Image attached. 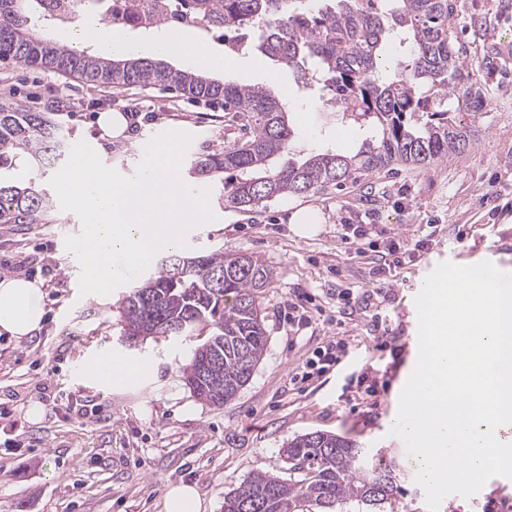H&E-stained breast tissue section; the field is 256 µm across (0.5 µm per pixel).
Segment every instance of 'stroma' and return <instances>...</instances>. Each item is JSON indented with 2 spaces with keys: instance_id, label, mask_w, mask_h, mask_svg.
Here are the masks:
<instances>
[{
  "instance_id": "obj_1",
  "label": "stroma",
  "mask_w": 512,
  "mask_h": 512,
  "mask_svg": "<svg viewBox=\"0 0 512 512\" xmlns=\"http://www.w3.org/2000/svg\"><path fill=\"white\" fill-rule=\"evenodd\" d=\"M455 34L469 70L486 88L474 125L477 145L429 169L399 168L308 197L283 196L250 211L225 208L220 181L209 182L214 220L187 236L186 253L219 248L261 258L274 271L261 301L268 341L263 357L235 399L217 408L185 385L182 367L193 342L171 336L127 340L123 302L131 286L108 303L80 295V265L65 247L81 220L54 208L47 223L0 225V268L44 290L41 328L17 339L0 333V512H164L171 486L193 485L200 512H224V495L257 471L287 475L279 450L315 431L355 439L368 456L392 466L396 489L387 502H354L335 512H428L417 469L403 441L391 435L399 395L418 357L411 315L419 284L441 262L491 261L512 273V0H453ZM222 56L216 77L262 85L287 99L305 148L354 150L362 135L327 92L299 88L297 77L258 51ZM25 101L36 112H58L70 143H88L108 167L131 172L160 133L190 135L193 157L236 138L218 104L158 88L88 86L45 70L0 62V97ZM139 110L125 138L105 140L103 112ZM318 215L317 232L294 231L300 211ZM369 219L376 247L399 230L420 239L419 255L397 271L391 290L369 310L346 318L336 294L369 286L372 252L345 250L344 225ZM303 306L292 309L294 297ZM341 338L338 365L302 382L317 347ZM120 354L152 363L156 378L141 388L102 389L82 381L83 360ZM40 421L26 417L31 404ZM439 512H512V480L491 478L475 495L447 496Z\"/></svg>"
}]
</instances>
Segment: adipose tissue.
<instances>
[{
  "label": "adipose tissue",
  "mask_w": 512,
  "mask_h": 512,
  "mask_svg": "<svg viewBox=\"0 0 512 512\" xmlns=\"http://www.w3.org/2000/svg\"><path fill=\"white\" fill-rule=\"evenodd\" d=\"M74 39L81 45L104 47L134 55L155 50L160 45L171 53L191 55L206 68L219 64L206 46L185 42L173 30L168 31L162 44L158 45L149 38L113 37L93 18L81 32L75 34ZM43 315V292L36 282L10 277L0 279V330L16 338L29 336L40 328ZM82 373L85 378L100 386L138 387L151 377L153 367L147 362L110 355L86 361Z\"/></svg>",
  "instance_id": "adipose-tissue-1"
}]
</instances>
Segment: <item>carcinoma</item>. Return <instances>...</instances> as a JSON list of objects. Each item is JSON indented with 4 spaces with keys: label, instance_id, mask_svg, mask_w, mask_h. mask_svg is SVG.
<instances>
[{
    "label": "carcinoma",
    "instance_id": "cac0c4a2",
    "mask_svg": "<svg viewBox=\"0 0 512 512\" xmlns=\"http://www.w3.org/2000/svg\"><path fill=\"white\" fill-rule=\"evenodd\" d=\"M60 0H0V61L47 68L87 85H150L191 98L224 102L242 141L190 161L191 183L222 174L224 207L250 210L284 195L307 197L348 182L391 172L427 169L475 143L448 100L477 116L485 96L464 61L453 32L452 0H174L179 12L231 32L237 43L264 29L253 43L278 65L316 80L364 138L356 150L302 153L286 103L271 89L220 81L148 56L114 59L110 51L73 49L46 36ZM80 0L69 14L78 26L92 14ZM69 152L66 131L45 112L0 99V225L40 224L52 199L33 181L12 178L17 165L46 174ZM274 274L259 258L214 250L169 254L154 274L133 286L123 306L129 338H196L183 367L185 385L201 401H232L261 360L267 329L262 289ZM289 478L257 471L224 495V512H332L357 501L377 505L393 495L391 471L376 465L349 437L315 431L279 449Z\"/></svg>",
    "mask_w": 512,
    "mask_h": 512
}]
</instances>
